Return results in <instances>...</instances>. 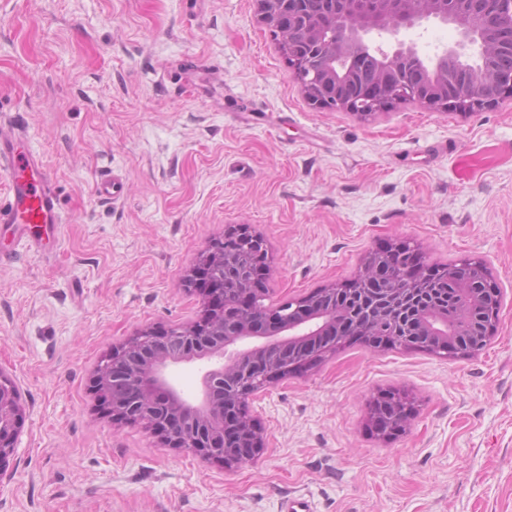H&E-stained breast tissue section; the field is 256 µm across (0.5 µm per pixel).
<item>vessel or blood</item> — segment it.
<instances>
[{"instance_id": "b4317fda", "label": "vessel or blood", "mask_w": 512, "mask_h": 512, "mask_svg": "<svg viewBox=\"0 0 512 512\" xmlns=\"http://www.w3.org/2000/svg\"><path fill=\"white\" fill-rule=\"evenodd\" d=\"M0 173L13 179L10 197L0 202V224H32L54 233L62 216L52 181L38 157L19 151L15 128L1 118Z\"/></svg>"}]
</instances>
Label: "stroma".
Segmentation results:
<instances>
[{
    "label": "stroma",
    "mask_w": 512,
    "mask_h": 512,
    "mask_svg": "<svg viewBox=\"0 0 512 512\" xmlns=\"http://www.w3.org/2000/svg\"><path fill=\"white\" fill-rule=\"evenodd\" d=\"M402 39L428 61L459 33ZM0 116L63 216L54 238L0 224V374L23 413L0 512H512V100L316 108L255 0H0ZM115 174L121 195L99 197ZM233 224L267 241L269 304L388 246L483 260L498 333L454 360L354 342L275 382L249 400L264 446L241 467L163 447L112 419L95 373L141 329L201 318L190 276ZM391 393L412 415L383 435Z\"/></svg>",
    "instance_id": "obj_1"
}]
</instances>
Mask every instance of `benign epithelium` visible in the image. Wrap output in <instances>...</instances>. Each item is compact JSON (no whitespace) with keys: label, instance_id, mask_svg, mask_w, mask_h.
I'll return each mask as SVG.
<instances>
[{"label":"benign epithelium","instance_id":"7a95c632","mask_svg":"<svg viewBox=\"0 0 512 512\" xmlns=\"http://www.w3.org/2000/svg\"><path fill=\"white\" fill-rule=\"evenodd\" d=\"M258 16L292 60L293 75L310 102L370 115L408 100L430 109L466 112L512 99V0H256ZM454 26L460 40L432 67L401 32L429 18ZM371 35L395 42L389 53ZM468 45L477 60H462ZM457 62L448 78L445 64ZM373 70L377 80L359 83ZM265 240L245 224L213 245L195 270L204 300L199 321L166 331L148 328L112 347L97 371L96 393L112 418L140 422L170 448H185L224 467H237L262 448L246 409L250 396L313 365L336 346L359 341L372 349L410 343L455 359L479 351L498 331L502 295L482 260L465 272L448 270L453 310L433 294L438 284L407 246L372 253L359 276L278 306L262 302L256 272L265 266ZM392 277L370 285L378 264ZM207 363L198 397L187 398L168 378L170 367ZM20 403L0 376V459L14 448ZM411 408L393 398L373 411L376 429H403Z\"/></svg>","mask_w":512,"mask_h":512}]
</instances>
